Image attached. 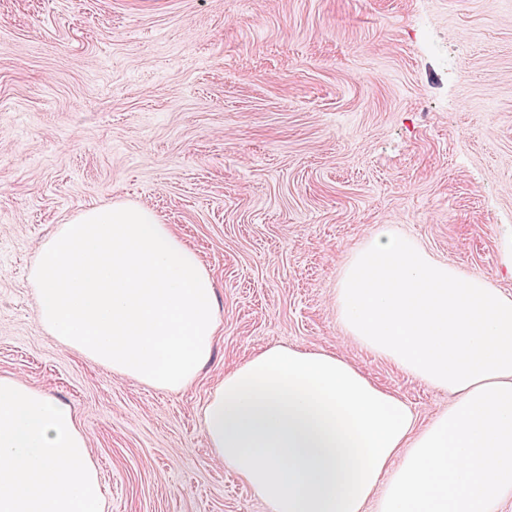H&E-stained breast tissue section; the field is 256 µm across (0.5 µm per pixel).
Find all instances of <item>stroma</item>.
<instances>
[{
	"instance_id": "1",
	"label": "stroma",
	"mask_w": 512,
	"mask_h": 512,
	"mask_svg": "<svg viewBox=\"0 0 512 512\" xmlns=\"http://www.w3.org/2000/svg\"><path fill=\"white\" fill-rule=\"evenodd\" d=\"M115 202L216 280L222 334L183 390L38 323L40 244ZM384 224L512 295V0H0V377L73 407L105 512H267L201 413L270 346L335 353L420 423L447 408L339 325Z\"/></svg>"
}]
</instances>
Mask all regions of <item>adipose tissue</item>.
Listing matches in <instances>:
<instances>
[{
  "label": "adipose tissue",
  "instance_id": "obj_1",
  "mask_svg": "<svg viewBox=\"0 0 512 512\" xmlns=\"http://www.w3.org/2000/svg\"><path fill=\"white\" fill-rule=\"evenodd\" d=\"M344 332L448 391L420 425L411 408L325 351L274 345L214 389L202 426L215 460L269 512H493L512 496V296L461 276L382 227L336 292ZM74 411L0 377V512H104Z\"/></svg>",
  "mask_w": 512,
  "mask_h": 512
}]
</instances>
